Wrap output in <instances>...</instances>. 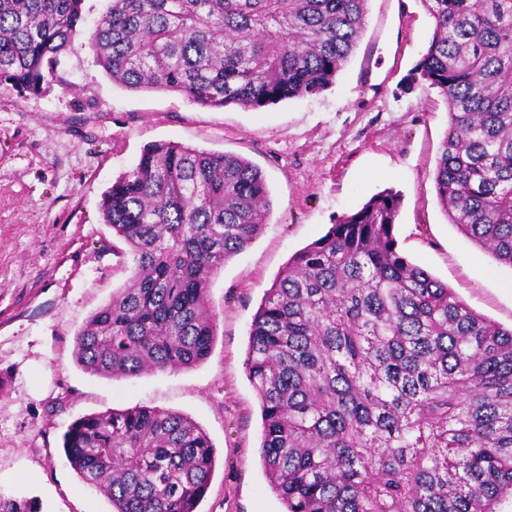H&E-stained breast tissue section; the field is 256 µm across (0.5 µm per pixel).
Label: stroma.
<instances>
[{
  "mask_svg": "<svg viewBox=\"0 0 512 512\" xmlns=\"http://www.w3.org/2000/svg\"><path fill=\"white\" fill-rule=\"evenodd\" d=\"M432 31L419 0H368L335 84L260 109L125 88L78 45L41 94L0 85L1 495L38 512H114L68 463L63 435L79 416L144 406L183 413L210 437L216 462L199 512H283L260 459L249 327L288 259L387 187L402 195L400 250L473 310L512 326V267L450 224L437 200L448 106L410 78ZM159 142L247 158L265 177L270 215L210 284L217 336L202 364L93 375L75 360L74 336L130 274L125 244L102 220V195Z\"/></svg>",
  "mask_w": 512,
  "mask_h": 512,
  "instance_id": "stroma-1",
  "label": "stroma"
}]
</instances>
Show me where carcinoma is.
I'll list each match as a JSON object with an SVG mask.
<instances>
[{
    "label": "carcinoma",
    "mask_w": 512,
    "mask_h": 512,
    "mask_svg": "<svg viewBox=\"0 0 512 512\" xmlns=\"http://www.w3.org/2000/svg\"><path fill=\"white\" fill-rule=\"evenodd\" d=\"M84 0H0V83L37 95L81 36ZM368 0H111L87 37L132 90L208 108L318 94ZM434 32L416 75L444 97L434 183L449 223L512 267V0H420ZM386 189L294 253L254 314L246 369L260 458L284 512H503L512 499V329L412 263ZM131 274L74 337L107 378L194 367L217 321L211 279L270 213L248 159L148 146L101 202ZM66 458L116 512H196L214 447L191 418L134 407L75 419ZM0 512H35L0 494Z\"/></svg>",
    "instance_id": "obj_1"
}]
</instances>
